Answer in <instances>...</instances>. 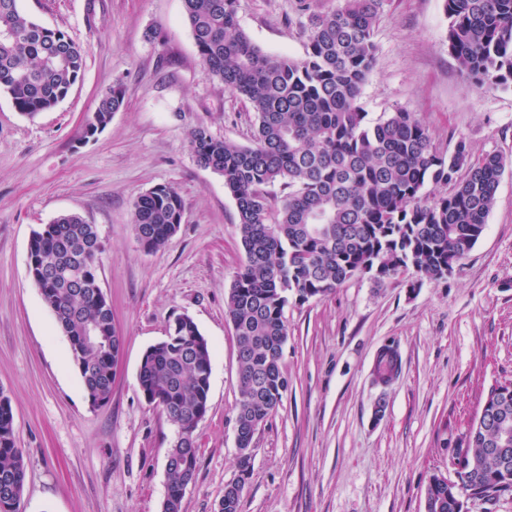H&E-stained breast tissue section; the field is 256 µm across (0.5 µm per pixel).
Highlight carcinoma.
<instances>
[{"label": "carcinoma", "mask_w": 512, "mask_h": 512, "mask_svg": "<svg viewBox=\"0 0 512 512\" xmlns=\"http://www.w3.org/2000/svg\"><path fill=\"white\" fill-rule=\"evenodd\" d=\"M0 0V95L33 117L64 100L84 70L81 49L61 30ZM384 0H345L313 15L305 28L306 56L271 54L239 27L236 0H183L197 53L210 75L244 98L255 114L252 144L189 132L197 163L224 178L237 204L245 262L236 271L225 316L238 342L237 477L224 488L219 512H240L258 429L288 391L281 360L288 339L284 309L321 298L357 275L384 280L413 268L446 275L482 236L506 163L473 156L467 142L444 156L412 112L375 123L359 103L376 57L374 30ZM446 42L463 79L476 91L512 83V0H444ZM124 106L120 86L100 98L84 137L103 131ZM288 190L275 202L267 188ZM428 184L452 186L430 197ZM135 238L146 251L163 247L182 223L184 201L159 185L133 202ZM28 271L67 337L72 360L93 406L110 400L123 336L98 284L101 245L96 225L62 213L33 233ZM97 326L96 341L84 330ZM211 352L188 315L176 317L163 341L143 354L138 384L146 402L176 427L166 454L162 512H182L196 476L194 437L209 407ZM399 353L383 348L374 368L386 385L398 374ZM488 419L472 427L455 453L458 481L434 476L427 512H465V498L512 491V387L488 393ZM10 399L0 392V512L21 503L26 461L15 439ZM499 448L509 449L504 456Z\"/></svg>", "instance_id": "obj_1"}]
</instances>
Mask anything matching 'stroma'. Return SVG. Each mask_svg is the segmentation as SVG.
I'll use <instances>...</instances> for the list:
<instances>
[{
	"mask_svg": "<svg viewBox=\"0 0 512 512\" xmlns=\"http://www.w3.org/2000/svg\"><path fill=\"white\" fill-rule=\"evenodd\" d=\"M343 0H238L237 21L269 53L303 59L309 14ZM84 52L68 97L27 118L0 96V392L27 461L23 512H161L175 429L143 398L145 350L191 316L212 351L209 411L183 512H219L237 474V341L224 316L245 261L224 180L200 166L188 133L251 144L255 115L199 59L182 0H20ZM443 0H386L360 105L370 121L403 109L451 154L506 160L486 229L454 270L357 276L323 299L289 301L277 412L256 432L241 512H426L432 476L455 479L453 450L489 390L512 380V84L472 90L445 43ZM121 85L125 106L92 138L87 119ZM186 203L166 245L141 249L132 203L159 185ZM65 212L97 227L99 285L124 348L112 397L91 405L68 342L28 272L34 230ZM401 357L378 384V352Z\"/></svg>",
	"mask_w": 512,
	"mask_h": 512,
	"instance_id": "stroma-1",
	"label": "stroma"
}]
</instances>
